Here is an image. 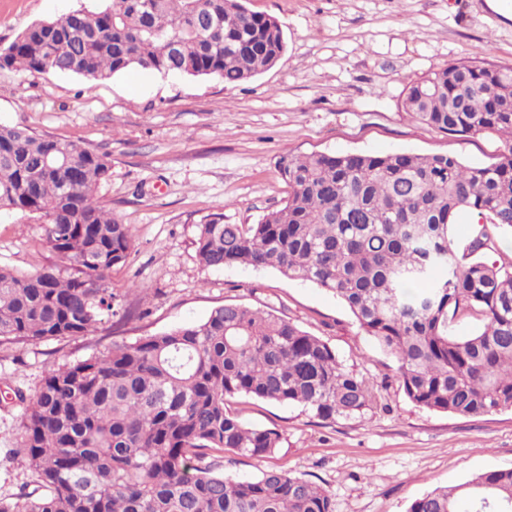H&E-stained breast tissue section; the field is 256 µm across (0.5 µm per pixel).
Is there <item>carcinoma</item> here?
Listing matches in <instances>:
<instances>
[{
  "label": "carcinoma",
  "mask_w": 512,
  "mask_h": 512,
  "mask_svg": "<svg viewBox=\"0 0 512 512\" xmlns=\"http://www.w3.org/2000/svg\"><path fill=\"white\" fill-rule=\"evenodd\" d=\"M217 27L204 33L203 19ZM277 19L243 0H104L38 21L0 47V69L104 81L132 68L162 76L252 80L282 57ZM403 110L452 136L497 135L496 160L451 153H287L290 193L255 224L199 226L201 264L272 268L330 292L396 360L407 398L473 417L512 409V264L480 229L458 258L448 228L464 210L512 230V66L454 63L412 81ZM107 160L78 144L0 125V209L37 214L69 266L20 276L0 267V342L86 336L114 315L109 274L132 230L97 197ZM460 316L479 327L456 336ZM246 396L300 405L324 420L358 418L374 386L336 351L278 315L242 304L50 368L23 405L20 452L37 489L0 512H335L324 488L284 470L214 474L205 451L266 459L281 434L243 421ZM406 512H512V468L438 486Z\"/></svg>",
  "instance_id": "carcinoma-1"
}]
</instances>
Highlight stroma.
Segmentation results:
<instances>
[{
    "label": "stroma",
    "mask_w": 512,
    "mask_h": 512,
    "mask_svg": "<svg viewBox=\"0 0 512 512\" xmlns=\"http://www.w3.org/2000/svg\"><path fill=\"white\" fill-rule=\"evenodd\" d=\"M484 0H244L276 18L286 50L251 81L131 69L102 82L0 70V125H22L105 156L111 177L101 203L131 225L133 245L109 280L131 318L95 334L0 345V500L32 491L20 442L23 407L46 371L204 319L243 304L274 312L332 347L348 370L374 387L363 417L324 421L298 405L239 398L232 412L277 429L265 461L215 452L214 473L257 476L274 467L329 491L336 512H406L436 486L512 467V410L462 417L416 406L396 361L358 326L332 293L276 270L199 263L200 224L223 216L254 224L282 207L289 188L281 154L451 152L466 164L493 162L494 135L450 136L401 107L406 85L450 62L512 65V25ZM101 0H0V46L31 24ZM40 220L0 211V266L21 275L61 263L45 246Z\"/></svg>",
    "instance_id": "35a3bbf8"
}]
</instances>
